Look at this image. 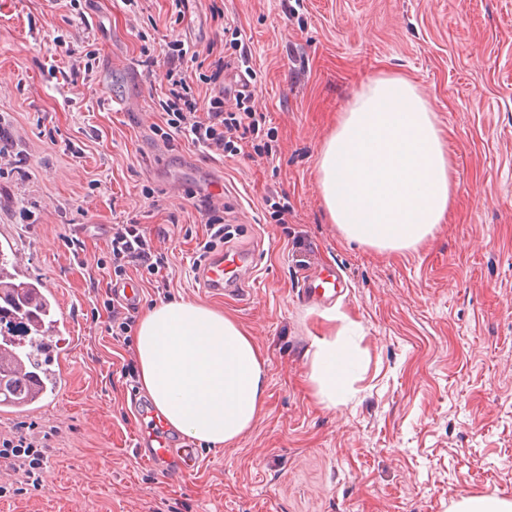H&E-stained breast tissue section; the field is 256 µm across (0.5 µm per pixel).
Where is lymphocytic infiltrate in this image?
<instances>
[{
	"instance_id": "1",
	"label": "lymphocytic infiltrate",
	"mask_w": 512,
	"mask_h": 512,
	"mask_svg": "<svg viewBox=\"0 0 512 512\" xmlns=\"http://www.w3.org/2000/svg\"><path fill=\"white\" fill-rule=\"evenodd\" d=\"M162 55L166 86L159 101L164 124L157 127L158 136L169 143L184 139L202 150L225 157L238 156L248 144L252 145L256 155L271 156V145L258 141L262 121L251 109L249 94H236V109L228 112L224 109L223 93L204 96L199 91L200 85L220 82L229 66L223 51L211 44L202 49H191L175 36L166 43ZM201 60L207 63L205 72L196 76L189 73L187 62ZM196 206L208 217L207 238L200 244L193 261L194 266L198 267L212 253L223 248L229 230L211 196L199 197ZM108 248L112 272L117 280H124L128 272L133 270L139 275L150 276L154 288L166 289L167 281L162 271L168 258L155 249L152 232L146 225L134 220L112 225ZM49 451L50 446L43 437L17 433L0 439V460L20 472L26 485L36 483V471L44 465Z\"/></svg>"
}]
</instances>
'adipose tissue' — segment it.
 <instances>
[{"label":"adipose tissue","instance_id":"obj_1","mask_svg":"<svg viewBox=\"0 0 512 512\" xmlns=\"http://www.w3.org/2000/svg\"><path fill=\"white\" fill-rule=\"evenodd\" d=\"M325 209L342 236L402 252L448 219L458 183L436 116L403 77L370 81L347 105L317 158ZM313 393L326 406L357 369L358 353L315 337ZM141 387L172 430L215 448L235 443L265 398L259 347L224 312L184 299L154 304L135 328Z\"/></svg>","mask_w":512,"mask_h":512}]
</instances>
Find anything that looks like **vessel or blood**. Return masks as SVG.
Masks as SVG:
<instances>
[{
    "label": "vessel or blood",
    "mask_w": 512,
    "mask_h": 512,
    "mask_svg": "<svg viewBox=\"0 0 512 512\" xmlns=\"http://www.w3.org/2000/svg\"><path fill=\"white\" fill-rule=\"evenodd\" d=\"M258 265V253L253 249L232 248L208 260L201 272L202 284L212 292L242 295ZM143 428L136 442L146 448L141 459L148 464L173 463V472L183 477L195 465L194 449L179 445L165 433L162 418L154 412L141 413Z\"/></svg>",
    "instance_id": "1"
}]
</instances>
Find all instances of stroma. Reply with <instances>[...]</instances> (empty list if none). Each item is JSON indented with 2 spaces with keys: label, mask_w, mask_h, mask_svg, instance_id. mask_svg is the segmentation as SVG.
<instances>
[{
  "label": "stroma",
  "mask_w": 512,
  "mask_h": 512,
  "mask_svg": "<svg viewBox=\"0 0 512 512\" xmlns=\"http://www.w3.org/2000/svg\"><path fill=\"white\" fill-rule=\"evenodd\" d=\"M229 26L251 54L268 159L155 133L170 36L220 46ZM91 43L92 73L72 76ZM383 75L421 89L458 181L447 222L399 253L340 234L315 166L348 102ZM110 89L136 96L134 111H112ZM0 125L22 160L0 176V245L56 289L69 355L58 392L0 415V435L50 434L53 477L21 489L10 472L0 512H448L468 495L512 498V0H188L179 15L171 0H0ZM210 177L230 246L259 252L239 298L199 281L207 217L166 188ZM269 197L287 199L284 222ZM132 219L167 231L168 295L224 309L265 359L252 428L233 446L198 445L197 469L177 481L136 453L146 396L134 343L112 336L103 307L108 233ZM308 260L319 277L342 274L335 301L302 299ZM345 333L362 367L332 408L306 382L311 343Z\"/></svg>",
  "instance_id": "1"
}]
</instances>
